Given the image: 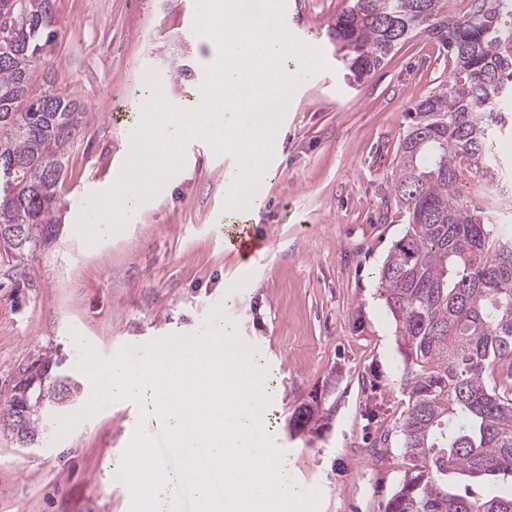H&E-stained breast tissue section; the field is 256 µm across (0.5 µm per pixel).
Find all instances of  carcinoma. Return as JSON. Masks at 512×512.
I'll use <instances>...</instances> for the list:
<instances>
[{
    "label": "carcinoma",
    "instance_id": "1",
    "mask_svg": "<svg viewBox=\"0 0 512 512\" xmlns=\"http://www.w3.org/2000/svg\"><path fill=\"white\" fill-rule=\"evenodd\" d=\"M472 2L470 18L450 24L448 0H351L331 25L351 83L420 33L440 40L453 70L408 112L395 182L408 230L379 271L407 369L400 434L412 461L386 512H512V495L471 489L512 484V225L481 220L458 190L461 159L488 183L498 177L491 143L512 110V0ZM19 13L24 23L0 40V245L21 265L56 240L57 187L84 112L30 89L50 0H0V17ZM503 363L499 388L488 379ZM63 364L49 356L22 370L0 431L44 434Z\"/></svg>",
    "mask_w": 512,
    "mask_h": 512
}]
</instances>
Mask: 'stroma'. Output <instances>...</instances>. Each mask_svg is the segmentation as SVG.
<instances>
[{"mask_svg": "<svg viewBox=\"0 0 512 512\" xmlns=\"http://www.w3.org/2000/svg\"><path fill=\"white\" fill-rule=\"evenodd\" d=\"M348 4L288 5L286 22L323 49L328 68L295 89L282 118L276 163L249 217L267 246L244 278L218 230L235 219L224 204L236 162L205 147L143 204L140 223L93 245L76 230L86 198L113 186L131 153L127 127L147 71L181 108L193 106L210 43L188 22L193 0H52L50 40L30 84L59 89L85 118L58 186V240L21 267L0 254V405L27 362L52 355L64 357L74 386L57 414L76 413L91 392L76 368L77 339L108 358L119 344L192 335L220 304L262 363L269 432L297 482L320 489V512H385L410 460L398 433L408 405L404 366L378 271L408 228L395 192L407 112L447 80L449 63L421 33L348 84L328 37ZM178 58L192 77H178ZM494 140L499 187L512 193V133ZM499 187L463 173L468 204L491 223L512 225V200L497 201ZM311 402L316 420L293 427ZM138 419L135 404L118 402L62 437L49 423L29 448L0 433V512H129L128 490H115L106 473Z\"/></svg>", "mask_w": 512, "mask_h": 512, "instance_id": "stroma-1", "label": "stroma"}]
</instances>
